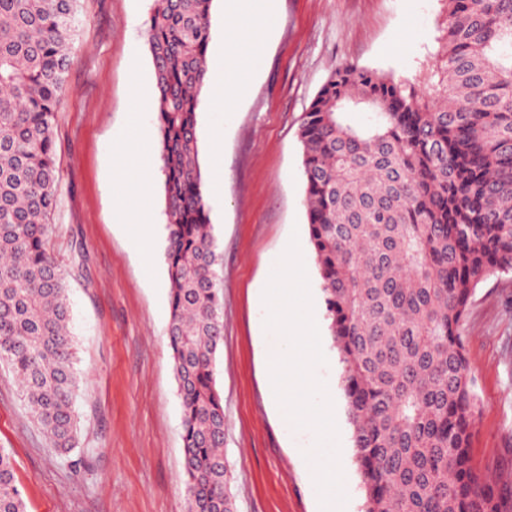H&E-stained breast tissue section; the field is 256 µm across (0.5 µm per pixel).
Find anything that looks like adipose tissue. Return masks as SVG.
I'll list each match as a JSON object with an SVG mask.
<instances>
[{"label": "adipose tissue", "mask_w": 512, "mask_h": 512, "mask_svg": "<svg viewBox=\"0 0 512 512\" xmlns=\"http://www.w3.org/2000/svg\"><path fill=\"white\" fill-rule=\"evenodd\" d=\"M276 22L271 0H224V33L230 51L216 55L208 73V92L214 107L228 108L245 95L248 84L239 77L246 57L258 52ZM158 158L148 139L132 137L124 147L119 170L134 171L135 179L120 183L117 216L132 227L134 246L148 244L154 231L153 215L146 198Z\"/></svg>", "instance_id": "ef3b65f1"}]
</instances>
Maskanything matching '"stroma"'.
I'll use <instances>...</instances> for the list:
<instances>
[{
    "label": "stroma",
    "mask_w": 512,
    "mask_h": 512,
    "mask_svg": "<svg viewBox=\"0 0 512 512\" xmlns=\"http://www.w3.org/2000/svg\"><path fill=\"white\" fill-rule=\"evenodd\" d=\"M153 0H78V48L55 119L60 169L49 248L64 271L80 374L74 471L51 448L6 365H0V448L15 461L27 512H186L181 406L169 347L162 182L154 259L144 267L112 193L119 151L135 126L128 84L138 59L147 93L155 73L146 21ZM267 46L246 65L245 97L229 111L200 104L199 163L211 134H224V184L206 193L224 256V339L216 387L224 404L226 490L234 512H318L304 448L309 436L284 423L266 379L268 341L258 296L292 232L307 234L299 128L337 69L358 65L421 87L437 80L446 0H276ZM464 338L479 397L474 464L496 469L512 495V278L475 290ZM337 434L350 483L348 512H365L344 396Z\"/></svg>",
    "instance_id": "obj_1"
}]
</instances>
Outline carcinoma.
Here are the masks:
<instances>
[{
    "mask_svg": "<svg viewBox=\"0 0 512 512\" xmlns=\"http://www.w3.org/2000/svg\"><path fill=\"white\" fill-rule=\"evenodd\" d=\"M212 2L154 0L147 21L187 512H233L215 380L223 254L196 137ZM76 23V0H0V363L65 458L78 371L48 240ZM442 49L426 92L358 66L334 71L300 126L309 239L366 512H507L472 463L479 402L463 335L477 286L512 274V0H448ZM0 512H26L2 449Z\"/></svg>",
    "mask_w": 512,
    "mask_h": 512,
    "instance_id": "carcinoma-1",
    "label": "carcinoma"
}]
</instances>
